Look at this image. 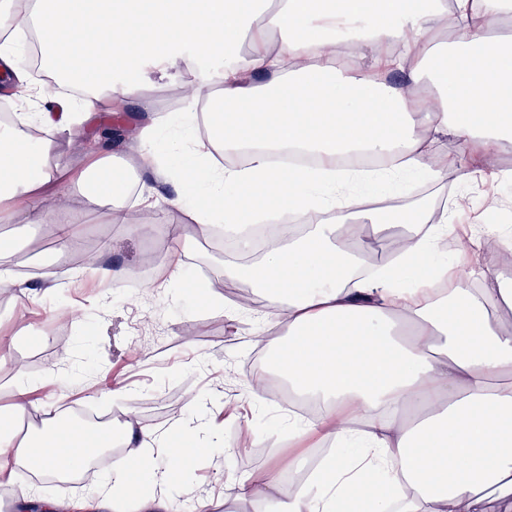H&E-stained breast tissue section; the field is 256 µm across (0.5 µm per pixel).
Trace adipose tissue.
Segmentation results:
<instances>
[{
	"label": "adipose tissue",
	"mask_w": 512,
	"mask_h": 512,
	"mask_svg": "<svg viewBox=\"0 0 512 512\" xmlns=\"http://www.w3.org/2000/svg\"><path fill=\"white\" fill-rule=\"evenodd\" d=\"M512 16V0H0V82L32 92L17 72L16 42L34 36L54 79L41 111L0 130V224H14L49 198L82 187L107 223L126 221V181L139 183L138 205L152 204L156 183L192 182L168 206L192 224L176 248L219 223L244 224L256 214L290 212L312 223L302 238L277 241L251 266L228 265L225 277L249 281L271 296L273 313L258 321L255 345L271 327L285 329L265 376L316 398L321 414L291 435H315L338 447L319 477L282 497L281 470L240 477L239 498H259L261 512H456L486 499L512 512V329L490 314L508 289L474 287L447 258L454 219L436 223L410 214L412 231L395 262L378 278L356 275L362 252L344 238L359 220L375 232L388 225L361 210V190L374 183L415 189L423 175L441 180L432 161L443 137L459 140L467 159L461 181L494 148L512 146V48L489 34ZM461 27L448 40L449 25ZM247 34L246 59L232 53ZM190 49L193 58L220 57L223 69L191 85L182 140L185 160L173 166L158 147L162 118L151 114L124 137L130 161L115 163L110 142L85 140L90 165L71 174L49 139L32 140L23 125L64 129L74 137L100 110L95 93L63 97L84 74L128 78L112 85V109L139 96L142 65L158 72ZM401 82H391L392 73ZM430 81L435 103L415 95ZM381 158L377 180L350 184L338 164L349 153ZM100 186H92L95 176ZM453 280L451 289L442 283ZM207 400L188 403L178 436L128 420L135 449L129 469L104 473L85 458L98 444L81 428L47 420L35 439L0 431V485L20 469L59 464L79 473L95 497L70 505L43 502L44 512H171L168 499L139 493L185 471L221 426L197 416ZM164 444L167 463L153 448Z\"/></svg>",
	"instance_id": "ef3b65f1"
}]
</instances>
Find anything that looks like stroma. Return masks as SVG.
Instances as JSON below:
<instances>
[{"label": "stroma", "mask_w": 512, "mask_h": 512, "mask_svg": "<svg viewBox=\"0 0 512 512\" xmlns=\"http://www.w3.org/2000/svg\"><path fill=\"white\" fill-rule=\"evenodd\" d=\"M198 77L197 67L177 60L165 74H151L142 96L126 109L113 113L103 103L98 121L86 135L106 129L129 128L150 113L171 115L163 129L161 146L173 158L182 133L176 115L181 110L176 90L188 89ZM460 156L456 139L445 137L436 145L435 158L447 162L441 181L424 186L418 195L391 199L396 214L424 209L436 217V203L466 195L463 224L478 230L486 224L512 225V148L493 152L476 180H459ZM496 194L503 204L488 210L486 199ZM78 222L77 242L92 254L94 265H79L73 251H59L53 222L59 209ZM127 225L105 223L98 208L88 204L79 189H72L64 205L50 201L45 212L30 224H0V239L14 247L11 264L29 268L21 287L0 288V415L9 414L11 384L23 376L30 384L28 414L15 422L18 437L34 436L48 413L62 406L90 408L101 414L130 417L149 429L173 430L190 397L206 395L211 409L224 413V433L238 447H217L198 453L192 465L200 471L194 481L177 478L166 486L174 506L201 500L231 507L232 512H259L254 499H240L235 477L269 465L279 469L302 466L311 451L291 443L289 408L269 396L255 398L252 385L263 368L262 353L252 345L256 308L237 303L234 293H252L245 280L226 281L228 264L251 265L263 254H248L215 245L210 238L189 242L180 252V278L170 276L168 255L178 228L188 223L182 212L165 204L151 211L129 208ZM146 224L147 234L129 232L128 224ZM471 251L483 273L500 278L512 289V259H505L500 242L483 241L472 247L462 235L448 240L449 257ZM56 253L53 286L35 274L41 257ZM154 268H146L147 259ZM122 270L110 284L98 279L95 266ZM129 384L124 400H112L114 381ZM268 433L264 449L249 445L251 430Z\"/></svg>", "instance_id": "stroma-1"}]
</instances>
